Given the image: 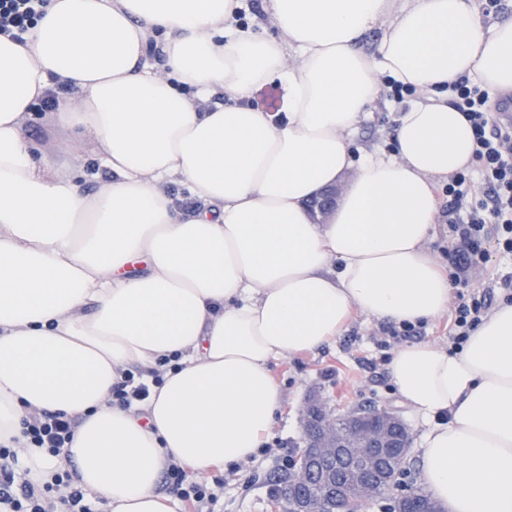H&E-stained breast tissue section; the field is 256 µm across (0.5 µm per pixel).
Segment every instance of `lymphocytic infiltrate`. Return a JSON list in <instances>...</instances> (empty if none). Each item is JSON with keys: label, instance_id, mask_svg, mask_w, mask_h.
<instances>
[{"label": "lymphocytic infiltrate", "instance_id": "f902f5d3", "mask_svg": "<svg viewBox=\"0 0 512 512\" xmlns=\"http://www.w3.org/2000/svg\"><path fill=\"white\" fill-rule=\"evenodd\" d=\"M46 0H0V35L24 41L43 14ZM450 102L468 119L474 136L473 171L453 175L444 189L446 215L454 247L448 253L450 278L461 282L488 259V244L512 253V123L495 121L489 110L490 94L469 80L449 88ZM479 175L483 195L469 197L466 186ZM494 292L471 291L448 316V340L452 349H462L488 314ZM167 359L149 376L126 371L112 388V402L128 407L150 398L164 383L162 369ZM78 421L63 413H35L22 432L28 447L45 452L58 462L50 482L37 485L17 471L18 455L0 444V512H96L71 469L63 466L64 450L72 443ZM169 492L186 505L215 504L217 495L208 484L188 480L183 466L169 463Z\"/></svg>", "mask_w": 512, "mask_h": 512}]
</instances>
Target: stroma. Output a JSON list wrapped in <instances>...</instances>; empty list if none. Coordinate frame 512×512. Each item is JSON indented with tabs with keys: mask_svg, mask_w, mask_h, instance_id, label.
<instances>
[{
	"mask_svg": "<svg viewBox=\"0 0 512 512\" xmlns=\"http://www.w3.org/2000/svg\"><path fill=\"white\" fill-rule=\"evenodd\" d=\"M388 90H381L371 118L361 125L355 145L359 148L390 150L392 131L401 112ZM382 323L362 313L354 314L346 330L319 350L273 362L272 374L283 395L281 410L268 436L274 448L241 463L236 472L220 468L228 479L224 500L215 512H273L272 479L283 471V456L296 455L304 446L301 409L308 397L320 395L330 405L351 409L372 404L398 412L415 441L423 423L399 401L387 366L370 369L369 362L381 352L377 346Z\"/></svg>",
	"mask_w": 512,
	"mask_h": 512,
	"instance_id": "1",
	"label": "stroma"
}]
</instances>
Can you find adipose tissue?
<instances>
[{
  "label": "adipose tissue",
  "instance_id": "1",
  "mask_svg": "<svg viewBox=\"0 0 512 512\" xmlns=\"http://www.w3.org/2000/svg\"><path fill=\"white\" fill-rule=\"evenodd\" d=\"M240 8L48 0L26 43L0 36V443L27 412L78 417L66 453L108 512H174L157 492L168 461L201 475L249 460L281 409L271 362L318 349L352 312L414 324L447 309L424 248L433 181L473 149L448 86L512 91V20L484 26L474 0H262L267 29ZM386 77L420 100L391 151L354 152ZM267 83L282 111L251 105ZM63 84L49 118L66 151L90 148L111 175L92 193L27 137ZM336 185L317 221L309 201ZM172 354L144 408L112 405L129 365ZM388 371L426 425L427 491L448 512H512V305L463 350L408 344Z\"/></svg>",
  "mask_w": 512,
  "mask_h": 512
}]
</instances>
